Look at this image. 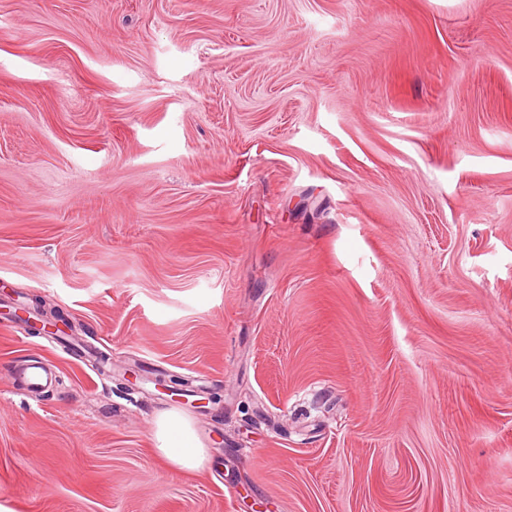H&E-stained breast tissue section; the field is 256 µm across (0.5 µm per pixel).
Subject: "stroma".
I'll list each match as a JSON object with an SVG mask.
<instances>
[{
  "label": "stroma",
  "instance_id": "1",
  "mask_svg": "<svg viewBox=\"0 0 512 512\" xmlns=\"http://www.w3.org/2000/svg\"><path fill=\"white\" fill-rule=\"evenodd\" d=\"M35 299L89 352L0 316L5 512H512V0H0ZM16 376L31 390L43 389L52 383V375L37 363L22 365ZM154 445L160 457L182 470H197L204 460V450L196 441L191 423L176 411H165L157 417Z\"/></svg>",
  "mask_w": 512,
  "mask_h": 512
}]
</instances>
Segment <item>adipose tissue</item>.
Here are the masks:
<instances>
[{"mask_svg":"<svg viewBox=\"0 0 512 512\" xmlns=\"http://www.w3.org/2000/svg\"><path fill=\"white\" fill-rule=\"evenodd\" d=\"M154 445L160 457L186 471L197 470L204 460V450L191 423L175 411H165L157 417Z\"/></svg>","mask_w":512,"mask_h":512,"instance_id":"1","label":"adipose tissue"}]
</instances>
